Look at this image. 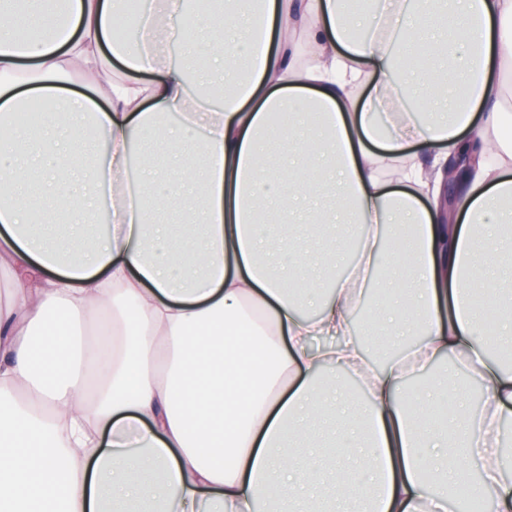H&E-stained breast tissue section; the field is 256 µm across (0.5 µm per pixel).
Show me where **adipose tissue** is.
I'll return each instance as SVG.
<instances>
[{"instance_id": "1", "label": "adipose tissue", "mask_w": 512, "mask_h": 512, "mask_svg": "<svg viewBox=\"0 0 512 512\" xmlns=\"http://www.w3.org/2000/svg\"><path fill=\"white\" fill-rule=\"evenodd\" d=\"M0 0V512H453L475 482L512 512V367L491 356L474 301L491 296L512 335L503 258L476 262L481 225L512 220V0H378L363 26L350 0H238L179 23L181 0H144L131 42L114 37L125 0ZM183 44L186 61L166 60ZM433 47L428 106L410 110L401 60ZM80 90H73L72 80ZM35 95L57 118H11ZM308 105L310 137L274 139L272 114ZM166 142L173 164L133 156ZM107 145L99 158L97 142ZM311 167L282 172L269 151ZM475 158L453 203L449 161ZM144 171L132 179V165ZM92 178L82 196L74 181ZM331 187L304 225L332 234L346 213L361 248L298 308L265 259L268 211L298 208L285 179ZM50 198L69 214L58 235ZM110 223L76 248L100 207ZM386 294L379 325L400 348L372 366L352 316L366 283ZM454 358L486 402L449 421L442 383L405 382ZM355 374L351 412L336 371ZM365 442L323 468L295 453L309 415Z\"/></svg>"}]
</instances>
